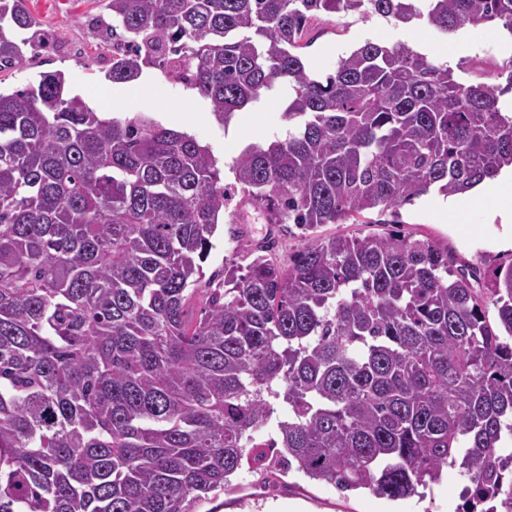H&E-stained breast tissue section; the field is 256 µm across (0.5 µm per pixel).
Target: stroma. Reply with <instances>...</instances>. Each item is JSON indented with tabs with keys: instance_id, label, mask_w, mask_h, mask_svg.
Segmentation results:
<instances>
[{
	"instance_id": "obj_1",
	"label": "stroma",
	"mask_w": 512,
	"mask_h": 512,
	"mask_svg": "<svg viewBox=\"0 0 512 512\" xmlns=\"http://www.w3.org/2000/svg\"><path fill=\"white\" fill-rule=\"evenodd\" d=\"M29 7L48 39L47 46L20 68L0 72V91L13 92L39 73L59 71L69 90L84 101H91L96 90H111L113 116H125L127 86L106 79L111 49L98 36L100 22L111 19L107 0H30ZM306 39L309 46L303 54L322 74L332 72L341 56L368 39L388 46L405 43L417 51L448 58L450 66L460 67L461 80L490 86L498 85L503 66L512 62V36L492 22L468 23L454 35L445 36L423 21L402 25L376 14L364 19L331 16L312 21ZM140 82L155 96L156 103L149 112L158 121L166 119L164 104L182 105V131L210 148L225 182H232L229 167L246 146L283 139L288 134L281 109L264 101L254 104L264 115L261 131L256 134L237 115L230 125L220 124L209 100L160 70H145ZM399 219L400 232L434 240L447 246L458 260L477 264L485 271L512 257L504 226L491 219L488 205L470 207L465 220L460 221L450 212L447 197L433 191L401 208ZM269 240L274 243L272 256L281 264L287 263L304 242L300 229L267 223L260 209L232 200L213 238L214 247L204 270L219 273L230 262L248 265L250 250ZM235 484V489L217 498L218 512H459L465 481L458 470L451 469L423 499L405 501H391L367 490L342 493L332 484L308 481L297 472L261 486L255 474L244 470Z\"/></svg>"
}]
</instances>
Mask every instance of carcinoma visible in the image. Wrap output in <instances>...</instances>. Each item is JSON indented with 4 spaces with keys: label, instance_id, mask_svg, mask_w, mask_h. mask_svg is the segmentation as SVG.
Wrapping results in <instances>:
<instances>
[{
    "label": "carcinoma",
    "instance_id": "1",
    "mask_svg": "<svg viewBox=\"0 0 512 512\" xmlns=\"http://www.w3.org/2000/svg\"><path fill=\"white\" fill-rule=\"evenodd\" d=\"M107 9L110 81L156 67L224 125L284 81L291 128L245 147L225 184L193 135L143 112L103 119L58 71L0 92V512H196L245 465L263 484L296 471L392 501L457 468L461 512H512V261L486 279L392 231L313 237L286 266L258 254L203 270L232 193L272 224L375 210L395 224L433 189L463 194L512 168V69L504 87L463 82L367 39L323 77L300 54L330 14L512 36V0ZM43 45L29 0H0V72ZM270 426L277 439L256 441Z\"/></svg>",
    "mask_w": 512,
    "mask_h": 512
}]
</instances>
